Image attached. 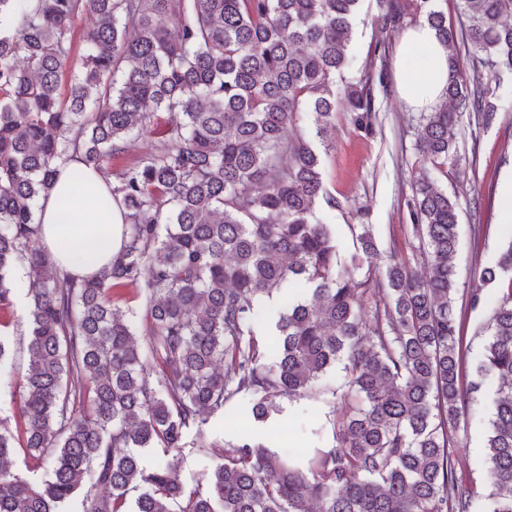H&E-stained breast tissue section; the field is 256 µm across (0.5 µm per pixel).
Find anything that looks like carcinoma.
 Listing matches in <instances>:
<instances>
[{"instance_id":"cac0c4a2","label":"carcinoma","mask_w":512,"mask_h":512,"mask_svg":"<svg viewBox=\"0 0 512 512\" xmlns=\"http://www.w3.org/2000/svg\"><path fill=\"white\" fill-rule=\"evenodd\" d=\"M359 2L0 0V311L16 272L29 278L19 434L0 419V512H127L132 495L135 512H474L451 426L489 378L501 385L484 512H512V242L483 271L507 292L464 385L457 200L425 172L413 182L424 275L394 253L380 270L367 230L341 260L316 219L336 201L296 120L312 114L323 139L339 110L372 129L369 84L335 90ZM380 2L378 49L403 24L395 0ZM459 2L467 66L438 0L415 16L448 49L447 103L421 115L416 142L435 166L456 165L463 111L489 124L512 76V0ZM79 20L89 50L63 93ZM72 160L124 208L121 250L92 278L60 273L39 240L36 201ZM140 281L139 332L111 291ZM290 287L296 300L259 320L260 302ZM340 362L331 445L286 454L256 431ZM241 395L237 442L183 483L184 438ZM18 439L46 477L15 469ZM144 448L168 459L146 468Z\"/></svg>"}]
</instances>
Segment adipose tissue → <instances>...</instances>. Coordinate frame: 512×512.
I'll return each mask as SVG.
<instances>
[{"instance_id":"ef3b65f1","label":"adipose tissue","mask_w":512,"mask_h":512,"mask_svg":"<svg viewBox=\"0 0 512 512\" xmlns=\"http://www.w3.org/2000/svg\"><path fill=\"white\" fill-rule=\"evenodd\" d=\"M402 67L413 78L401 83L408 106L444 101L448 85V51L435 31L419 24L402 39ZM108 185L77 163L62 166L51 191L39 199L42 244L60 271L90 276L107 265L121 246L124 211L109 202Z\"/></svg>"}]
</instances>
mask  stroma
I'll list each match as a JSON object with an SVG mask.
<instances>
[{
    "label": "stroma",
    "mask_w": 512,
    "mask_h": 512,
    "mask_svg": "<svg viewBox=\"0 0 512 512\" xmlns=\"http://www.w3.org/2000/svg\"><path fill=\"white\" fill-rule=\"evenodd\" d=\"M381 14L379 0H361L349 46L350 65L344 80L336 84L341 92L348 85L368 79L374 128L360 129L354 124L352 113L337 112L331 140L318 148L324 188L336 205L319 208L316 216L334 227L341 256H349L356 234L367 226L381 256L395 251L418 267L422 264L419 243L409 228L407 205L412 198L410 183L423 169L415 150L420 112L407 106L400 96V39H393L387 51L374 49ZM499 94L492 125L478 131L476 139H460L457 166L430 171L437 186L459 202L460 239L453 262L462 289L477 284L481 270L493 266L512 241V223H503L500 200L504 184L512 180V84L504 83ZM475 200L481 203L482 230L478 233L472 230L471 203ZM502 295V289L495 285L482 307L471 310L463 301L455 303L462 324L467 371H474L483 355L489 318ZM0 322L6 325L4 341L9 352L8 358L0 361V418L11 419L19 400L18 378L27 357L28 306L24 294H17L13 307L0 315ZM343 378L342 366H335L322 381L323 392L283 401L278 426L288 429L289 437L276 440L277 448L288 452L298 447L328 445L326 391L340 385ZM497 388V380H489L482 404L475 411L463 413L456 426L459 453L469 463L465 476L480 495L475 503L477 512H482V498L489 492L485 444L492 396ZM237 429V423L225 416L207 417L202 436L191 434L186 438L178 463L181 479L190 484L210 471L217 447L235 442Z\"/></svg>",
    "instance_id": "stroma-1"
}]
</instances>
